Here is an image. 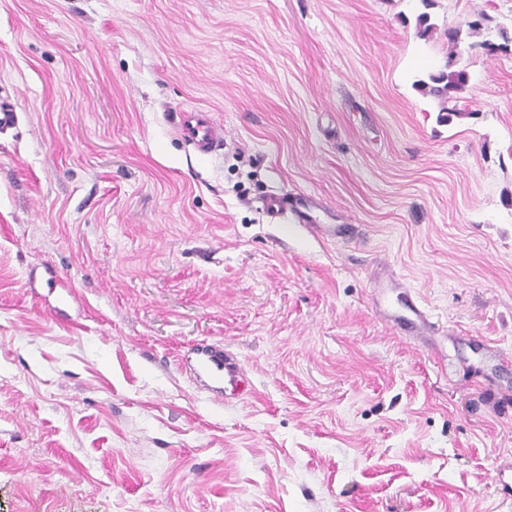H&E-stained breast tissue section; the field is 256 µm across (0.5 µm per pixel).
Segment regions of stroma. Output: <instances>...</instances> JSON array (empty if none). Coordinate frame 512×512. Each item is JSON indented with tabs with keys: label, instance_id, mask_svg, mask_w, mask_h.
<instances>
[{
	"label": "stroma",
	"instance_id": "obj_1",
	"mask_svg": "<svg viewBox=\"0 0 512 512\" xmlns=\"http://www.w3.org/2000/svg\"><path fill=\"white\" fill-rule=\"evenodd\" d=\"M422 13L512 33V0H0V512H512V50L438 122ZM178 131L201 156L215 154L224 143V126L213 121L205 111L183 115ZM313 203L307 199L304 200L302 207L297 199L285 196L271 197L263 202L266 215L271 221L279 223L288 216V212L293 215V221L300 224L315 239L333 242H347L359 235L356 224H311V211ZM409 310L412 313V317L396 314L392 316L393 323L400 329L404 330L406 333L416 335L428 334L436 329V324L431 320L430 315L425 309L416 304H412ZM195 351L197 375H208L218 381L225 371L231 377L236 374L235 364L227 354L224 356L223 347L206 344L200 345Z\"/></svg>",
	"mask_w": 512,
	"mask_h": 512
}]
</instances>
